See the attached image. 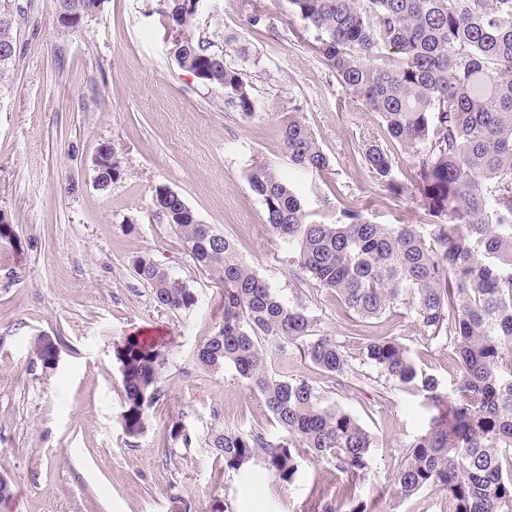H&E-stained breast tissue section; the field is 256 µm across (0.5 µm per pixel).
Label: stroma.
<instances>
[{
    "label": "stroma",
    "instance_id": "1",
    "mask_svg": "<svg viewBox=\"0 0 512 512\" xmlns=\"http://www.w3.org/2000/svg\"><path fill=\"white\" fill-rule=\"evenodd\" d=\"M16 2L25 12L15 24L17 66L0 82V210L13 227L12 239H0V477L11 484L0 512H300L313 481L333 480L301 447L289 483L259 465L226 476L209 449H173L167 429L178 419L200 438L216 426L276 437L281 430L232 369L211 372L195 360L219 324L222 290L156 215L159 184L230 238L284 302L319 315L325 332L401 337L419 366L454 389L458 370L447 350L424 345L403 310L362 322L340 315L331 291L303 286L292 273L291 248L270 232L248 187L250 168L263 161L295 184L321 222L334 223L351 203L368 206L377 224L425 221L357 161L355 145L385 142L387 133L321 63L313 32L291 15L287 0L199 4L197 39L218 51L232 33L251 51L238 63L256 102L249 120L226 104L223 89L170 56L165 0H104L69 30L57 22L56 0ZM257 9L267 29L249 24ZM295 108L331 161L325 175L288 164L280 125ZM104 144L115 148L126 173L101 190L93 160ZM139 256L183 280L197 303L178 312L158 307L134 275ZM131 336L166 358L162 394L138 436L122 425L115 356ZM40 337L59 348L53 367L35 360ZM270 365L306 379L375 435L362 495L389 485L404 446L428 424L423 398L340 388L293 348L273 353Z\"/></svg>",
    "mask_w": 512,
    "mask_h": 512
}]
</instances>
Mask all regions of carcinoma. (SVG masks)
<instances>
[{
	"label": "carcinoma",
	"mask_w": 512,
	"mask_h": 512,
	"mask_svg": "<svg viewBox=\"0 0 512 512\" xmlns=\"http://www.w3.org/2000/svg\"><path fill=\"white\" fill-rule=\"evenodd\" d=\"M196 0H168L170 54L204 83L224 89L227 104L256 116L251 86L232 58L247 59L234 37L224 49L194 39ZM315 32L313 49L336 82L361 99L385 127L388 142L355 147L359 162L396 198L423 210L425 224H375L358 205L336 223L310 218L291 183L269 164L248 174L271 232L295 247L298 276L330 290L342 311L362 320L403 309L423 340L451 351L459 367L452 398L415 362L398 336L343 339L320 327L306 307L282 301L243 261L235 244L203 224L182 196L154 188L155 212L178 233L196 268L214 274L224 314L195 352L205 370H235L245 389L273 415L283 436L213 429L203 441L182 420L171 440L201 444L224 460V473L262 464L290 482L294 447L336 472V485L312 484L303 512H379L377 496L359 488L369 479L375 436L354 415L303 379L268 368L271 351L298 348L321 370L379 397L391 389L415 393L431 412L427 429L405 446L393 494L424 489L448 496L452 512H512V0H288ZM99 0H57L61 24L93 16ZM17 49L0 42V81ZM283 147L301 173L329 171L330 159L299 112L282 125ZM413 157L410 174L395 176L396 148ZM116 182L125 174L111 147L99 154ZM153 300L187 310L196 296L148 257L132 262ZM126 410L125 431L138 435L161 392L166 360L131 337L116 351ZM368 366L374 374L360 370Z\"/></svg>",
	"instance_id": "obj_1"
}]
</instances>
